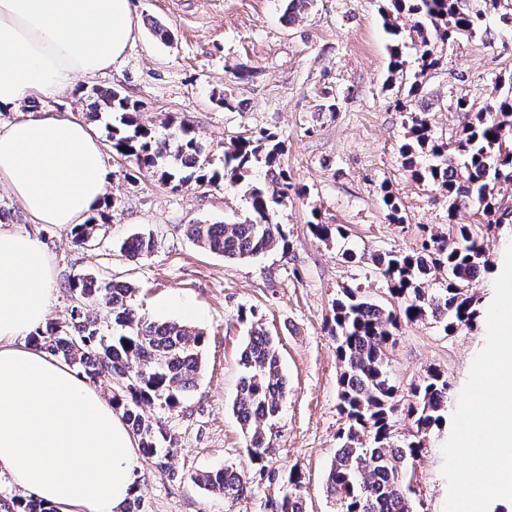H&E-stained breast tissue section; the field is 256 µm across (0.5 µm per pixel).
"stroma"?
Listing matches in <instances>:
<instances>
[{"mask_svg":"<svg viewBox=\"0 0 512 512\" xmlns=\"http://www.w3.org/2000/svg\"><path fill=\"white\" fill-rule=\"evenodd\" d=\"M385 0H314L296 21L283 0H133L139 32L122 61L78 82L76 95L24 100L22 110L72 114L109 144L110 113L94 117L88 104L96 88H116L146 102L143 121L159 129L167 119L193 120L211 162L233 140L264 129L286 144L280 158L290 189L277 219L288 233V250L228 261L197 246L189 225L234 223L247 204L236 190L218 184L171 189L155 172L106 157L116 208L96 212L98 248L73 243L68 229L35 224L0 186V207L12 218L6 229L35 235L53 272L50 319L65 320L69 276L93 271L132 285L140 313L152 321L184 322L202 331L203 371L180 408L166 415L176 437L172 464L177 479L146 458L136 469L142 512H266L283 486L258 478L260 468L297 470L307 512H339L324 482L344 421L337 411L340 364L325 320L341 288L360 287L372 300L389 303L385 280L359 253L409 252L424 228L448 229V193L437 183L415 181L403 165L408 111H426L434 136L450 137L466 122L456 111L466 98L480 112L495 96V80L512 78V28L489 13L487 32L435 49L442 63L420 73L412 43L406 66L391 74L388 36L380 8ZM169 27L171 41L148 23ZM417 93H410L411 84ZM231 99L232 108L218 105ZM402 210L404 223L388 219L384 196ZM339 224L340 240L327 243L309 230L311 219ZM135 233L152 235L153 250L129 258L115 248ZM356 258L348 259L344 249ZM264 328L278 342L288 398L272 430L263 461L251 459L232 402L243 374L241 352L248 329ZM486 344L483 322L448 335L431 320L402 325L387 370L400 389L438 369L447 375L456 408L475 355ZM442 429L427 438L416 463L414 512H444L448 487L442 475ZM254 472L251 493L226 509L222 497L194 483L195 474L223 466Z\"/></svg>","mask_w":512,"mask_h":512,"instance_id":"1","label":"stroma"}]
</instances>
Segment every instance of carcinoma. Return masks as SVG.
<instances>
[{
	"instance_id": "obj_1",
	"label": "carcinoma",
	"mask_w": 512,
	"mask_h": 512,
	"mask_svg": "<svg viewBox=\"0 0 512 512\" xmlns=\"http://www.w3.org/2000/svg\"><path fill=\"white\" fill-rule=\"evenodd\" d=\"M474 8L469 0H390L394 12H385L386 25L396 37L407 33L416 46L423 70L441 63L435 42L471 37L480 29L485 9H497L502 0H483ZM408 11L419 20L404 31L394 14ZM95 110L114 114L110 139L116 156L141 169L159 172L165 185L220 182L240 191L248 203L244 219L236 224H191L189 235L199 247L226 259H242L274 248H288V234L276 220L275 206L288 190L287 175L279 157L284 142L277 134L261 131L237 137L224 151L223 170L208 169L205 148L191 120L168 119L167 133L156 135L142 122L145 104L110 88L96 92ZM493 117L481 115L469 121L452 143L432 137L427 120L409 113L410 142L402 147L412 177L433 181L448 190V219L459 206L477 205L491 229L503 223L494 195L495 185L512 183V90L501 93L491 106ZM429 150L433 161L416 165V154ZM263 163L268 180L248 181L251 168ZM456 236L432 233L410 253L362 254L388 285L393 305L367 299L361 288L345 287L333 301L329 333L336 342L340 362L337 408L345 426L337 435V449L326 479L327 495L340 512H412L414 465L426 449L431 432L448 424V376L430 370L407 391L394 384L387 372V351L395 343L403 323L432 320L445 333L471 327L479 317V300L470 284L486 266L483 240L468 224L455 225ZM312 235L322 242L343 236L337 224H310ZM75 243L95 240L96 224L89 221L70 230ZM153 248L149 236L125 239L119 250L142 255ZM433 281L436 288L424 284ZM64 289L70 310L64 322L52 321L33 334V340L52 355L78 370L89 382L101 376L122 381L112 393V407L122 412L128 428L139 438L144 455L170 478L175 438L146 408L173 413L201 371L204 333L175 321L146 319L132 303L134 288L106 281L92 272L67 278ZM105 307L111 322H98ZM245 369L233 408L247 434V448L256 461L270 448L264 428L280 416L288 386L274 337L264 328L251 331L241 353ZM403 410L413 432L401 444L394 443L395 414ZM268 480H281L285 492L269 504V512H305L302 476L296 470L284 475L261 472ZM193 481L226 503L244 497L252 480L244 470L229 467L198 473ZM0 512H56L35 496L0 495Z\"/></svg>"
}]
</instances>
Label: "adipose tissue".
<instances>
[{
	"label": "adipose tissue",
	"mask_w": 512,
	"mask_h": 512,
	"mask_svg": "<svg viewBox=\"0 0 512 512\" xmlns=\"http://www.w3.org/2000/svg\"><path fill=\"white\" fill-rule=\"evenodd\" d=\"M132 0H0V112L74 94L134 41ZM110 172L77 118L31 112L0 126V185L34 223H85ZM40 241L0 229V475L56 512H120L135 494L137 444L110 399L31 343L52 304Z\"/></svg>",
	"instance_id": "obj_1"
}]
</instances>
